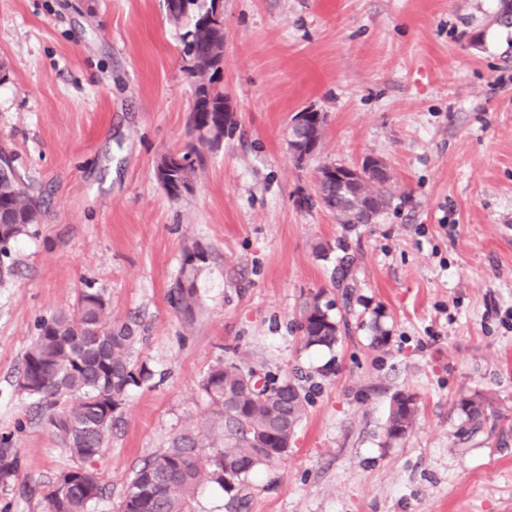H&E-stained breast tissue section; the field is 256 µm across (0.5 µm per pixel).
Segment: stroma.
I'll use <instances>...</instances> for the list:
<instances>
[{
    "instance_id": "obj_1",
    "label": "stroma",
    "mask_w": 512,
    "mask_h": 512,
    "mask_svg": "<svg viewBox=\"0 0 512 512\" xmlns=\"http://www.w3.org/2000/svg\"><path fill=\"white\" fill-rule=\"evenodd\" d=\"M219 83L234 126L205 150L193 193L174 200L159 157L191 143L183 24L164 0H0V146L42 203L0 280V435L19 453L0 512H40L18 488L73 467L16 386L41 320L104 291L140 323L121 421L93 467L112 512L145 459L224 432L201 389L231 357L293 378L309 402L292 446L247 482V512H512V28L499 0H223ZM327 115L297 163L292 116ZM389 168V208L338 224L316 198L322 164ZM210 254L186 322L170 305L185 247ZM330 246L329 255L317 252ZM352 264L355 300L332 284ZM334 304L341 344L301 349L307 296ZM385 346L371 347L372 311ZM399 391L420 411L385 434ZM492 415L472 429L460 399Z\"/></svg>"
}]
</instances>
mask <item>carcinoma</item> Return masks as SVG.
<instances>
[{
  "instance_id": "obj_1",
  "label": "carcinoma",
  "mask_w": 512,
  "mask_h": 512,
  "mask_svg": "<svg viewBox=\"0 0 512 512\" xmlns=\"http://www.w3.org/2000/svg\"><path fill=\"white\" fill-rule=\"evenodd\" d=\"M169 19L180 22L188 6H196L193 24L182 36L184 59L194 60L199 80L193 84V102L189 116L191 133L200 144L219 146L224 133L234 124L233 113L224 111V88L216 85V76L224 65V25L213 24L200 31L214 9L215 0H176ZM194 174L204 162L199 149L189 144L174 151ZM8 172H0V255L8 257L10 247L40 223V201L30 194L13 163L6 161ZM390 176L385 172L364 170V176L349 182L347 195L336 192V184L323 181L316 187L320 205L342 224H367L369 214L353 207L350 200L371 197L376 212L390 200L387 189ZM167 195L178 200L191 193L183 174L176 171ZM200 243L186 248L180 275L170 290L171 305L186 320L193 319L199 303L197 288L200 270L208 259ZM336 287L345 300H351L353 279L350 267L338 268ZM323 292L311 295L300 312V344L306 348L333 350L340 342V328L331 314V305L322 301ZM109 307L104 293L84 290L69 312L59 313L38 325V335L25 355L18 381L25 383L26 394L37 400L46 422L63 442L78 468L92 469L91 448L103 449L112 429L122 418L131 387L147 380L148 373L136 370L132 356L141 340L139 324L134 320L109 322ZM257 372L234 359L219 357L205 373L201 386L210 404L224 417V441L209 457L210 479L226 493L239 491L249 477L262 467H272L288 454L286 445L294 437L308 400L303 389L290 379L265 376L264 387L256 386ZM489 403L483 399H463L459 409L471 422L479 423ZM418 413L415 395L392 396L387 416V437L399 440L412 429ZM200 437L187 431L175 438L163 451L145 460L133 471L114 512H192L201 458L197 448ZM18 470V457L11 438L0 437V482L7 483ZM84 491L80 483L68 489L54 479L40 490L42 512H94L104 496L100 479Z\"/></svg>"
}]
</instances>
